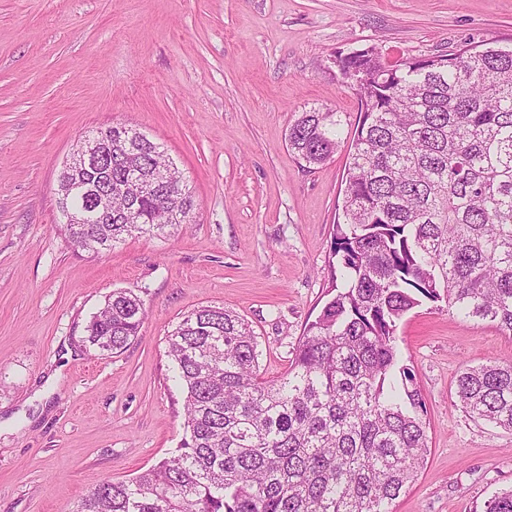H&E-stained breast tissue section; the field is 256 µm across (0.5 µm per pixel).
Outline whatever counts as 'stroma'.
<instances>
[{
    "label": "stroma",
    "mask_w": 512,
    "mask_h": 512,
    "mask_svg": "<svg viewBox=\"0 0 512 512\" xmlns=\"http://www.w3.org/2000/svg\"><path fill=\"white\" fill-rule=\"evenodd\" d=\"M512 44V0H0V512H66L183 437L167 337L201 306L233 310L260 373L288 368L327 299L345 149L313 168L287 144L304 111L358 120L336 52L390 59ZM130 122L164 145L194 220L111 252L75 249L59 172L80 135ZM146 317L121 352L86 346L112 290ZM399 348L427 404L429 453L394 512H483L512 488V432L455 404L463 366L512 360V335L426 303Z\"/></svg>",
    "instance_id": "1"
}]
</instances>
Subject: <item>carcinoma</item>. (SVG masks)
<instances>
[{"label":"carcinoma","mask_w":512,"mask_h":512,"mask_svg":"<svg viewBox=\"0 0 512 512\" xmlns=\"http://www.w3.org/2000/svg\"><path fill=\"white\" fill-rule=\"evenodd\" d=\"M364 91L350 132L333 290L286 372L260 374L251 325L218 306L194 309L168 337L184 395L177 453L108 480L67 512H393L423 468L427 407L397 345L404 316L443 302L512 335V47L462 48L394 62L372 46L346 57ZM335 112L301 113L288 147L311 167L339 147ZM112 145V223L67 224L91 254L127 236H162L193 221L194 198L159 144L133 127L94 130ZM89 182L64 166L59 185ZM146 316L112 291L85 327L101 353L123 350ZM462 411L512 432V363L466 366ZM485 512H512V489Z\"/></svg>","instance_id":"cac0c4a2"}]
</instances>
